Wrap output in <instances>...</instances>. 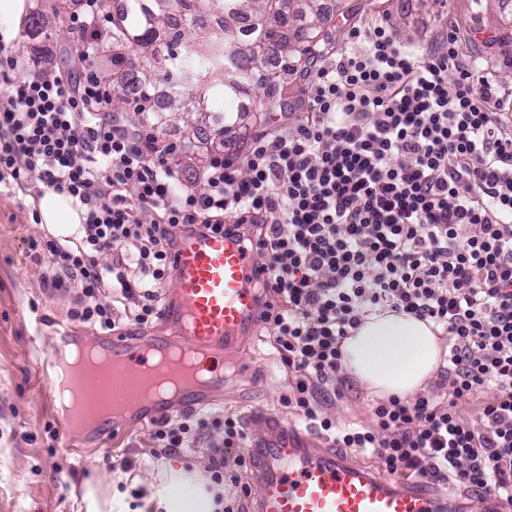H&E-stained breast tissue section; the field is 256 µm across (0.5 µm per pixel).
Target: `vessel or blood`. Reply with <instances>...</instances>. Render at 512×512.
Returning <instances> with one entry per match:
<instances>
[{"label":"vessel or blood","instance_id":"vessel-or-blood-1","mask_svg":"<svg viewBox=\"0 0 512 512\" xmlns=\"http://www.w3.org/2000/svg\"><path fill=\"white\" fill-rule=\"evenodd\" d=\"M258 277L252 251L238 239L212 233L183 238L175 251L174 287L163 296L164 319L177 327V335L139 343L117 334L99 337L95 348L117 361L104 386L90 379L70 381L61 354L85 339L68 326L57 330L45 370L60 409L63 437H71L77 429L65 390L72 382L91 399L120 403L138 397L135 422L139 425L167 412L200 411L212 405L215 393L224 389L227 351L240 348L255 331ZM171 345L187 352L207 349L197 367L210 379V386L185 387L174 401L155 396L147 369L154 364L156 351ZM250 432L248 453L255 464L260 512H502L500 500L491 494L473 507L451 491L437 496L425 487L383 478L354 459L329 452L292 422L264 416Z\"/></svg>","mask_w":512,"mask_h":512}]
</instances>
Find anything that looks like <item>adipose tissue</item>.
<instances>
[{
  "label": "adipose tissue",
  "mask_w": 512,
  "mask_h": 512,
  "mask_svg": "<svg viewBox=\"0 0 512 512\" xmlns=\"http://www.w3.org/2000/svg\"><path fill=\"white\" fill-rule=\"evenodd\" d=\"M43 228L68 236L83 223V212L63 194L45 191L36 203ZM432 321L411 315L375 313L350 331L342 346V363L351 376L378 398L418 394L442 360L443 348ZM217 492L203 472L179 464H160L144 484L141 505L130 508L128 494L102 482H87L85 496L96 512H215Z\"/></svg>",
  "instance_id": "1"
}]
</instances>
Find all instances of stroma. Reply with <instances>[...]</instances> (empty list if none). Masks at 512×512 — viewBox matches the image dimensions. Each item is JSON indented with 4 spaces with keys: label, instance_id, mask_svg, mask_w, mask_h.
Wrapping results in <instances>:
<instances>
[{
    "label": "stroma",
    "instance_id": "1",
    "mask_svg": "<svg viewBox=\"0 0 512 512\" xmlns=\"http://www.w3.org/2000/svg\"><path fill=\"white\" fill-rule=\"evenodd\" d=\"M346 13H334L325 30L331 44L348 42L352 26L387 19L397 39L425 51L447 29H454L466 58L475 60L485 76L512 86V41H501L502 26L487 14H477L472 0H346ZM274 112L248 116L230 126L223 143H203L175 112L162 115L151 133L161 143H174L167 157L181 185L197 186L211 159L246 145L260 131L286 124ZM36 197L17 189L0 190V512H94L84 497L86 480L116 479L117 464L131 460L129 477L150 480L161 457L149 446L147 430L131 427L115 434L105 449L93 450L80 437L70 445H53L47 426L57 416L49 382L42 369L43 354L32 345L36 336L50 335L56 321H68L73 292H51L40 286L42 265L29 242L44 237L37 220ZM242 352L229 355L236 376L218 397V412L246 416L250 410L291 419L281 397L287 377L268 343L269 326ZM374 397L355 385L336 399L330 414L337 423L368 424Z\"/></svg>",
    "mask_w": 512,
    "mask_h": 512
}]
</instances>
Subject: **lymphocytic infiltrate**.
<instances>
[{
	"label": "lymphocytic infiltrate",
	"mask_w": 512,
	"mask_h": 512,
	"mask_svg": "<svg viewBox=\"0 0 512 512\" xmlns=\"http://www.w3.org/2000/svg\"><path fill=\"white\" fill-rule=\"evenodd\" d=\"M349 39L362 50L304 68L292 125L252 137L242 161L214 157L189 189L167 165L170 146L111 112L109 87L84 77V43L66 33L20 60L0 37V184L34 172L79 203L74 234L30 249L43 288L75 290L73 320L105 333L160 319L182 237L244 238L266 273L260 319L292 376L284 402L306 427L388 474L511 503L512 88L478 75L452 32L425 53L384 22ZM385 310L442 327L448 399L393 396L369 425L339 427L324 407L352 386L342 342ZM484 390L477 416L462 417L458 402ZM212 430L236 454L216 453L209 478L239 484L252 462L238 418L184 412L153 422L149 438L172 454Z\"/></svg>",
	"instance_id": "f902f5d3"
}]
</instances>
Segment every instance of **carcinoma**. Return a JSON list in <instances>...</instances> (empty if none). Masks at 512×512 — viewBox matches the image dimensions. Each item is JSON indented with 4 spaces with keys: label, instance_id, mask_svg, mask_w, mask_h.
I'll list each match as a JSON object with an SVG mask.
<instances>
[{
    "label": "carcinoma",
    "instance_id": "obj_1",
    "mask_svg": "<svg viewBox=\"0 0 512 512\" xmlns=\"http://www.w3.org/2000/svg\"><path fill=\"white\" fill-rule=\"evenodd\" d=\"M96 5L94 41L112 44V70L120 75L116 100L125 101L130 83L131 103L152 100L165 82L175 91L199 92L197 98L178 95L170 109L206 114L211 91L224 97L221 132L243 112L272 110L288 62L312 52L327 20L323 0H121L118 24L106 17L108 0ZM211 12L224 13L220 35L203 26ZM298 17L305 27L293 40L288 25Z\"/></svg>",
    "mask_w": 512,
    "mask_h": 512
}]
</instances>
